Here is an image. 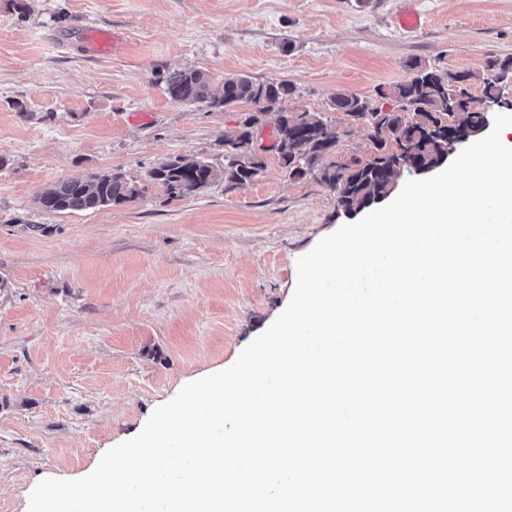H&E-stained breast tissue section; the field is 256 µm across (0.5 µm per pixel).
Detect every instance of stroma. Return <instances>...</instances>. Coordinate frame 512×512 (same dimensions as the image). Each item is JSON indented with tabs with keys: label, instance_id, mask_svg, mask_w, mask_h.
<instances>
[{
	"label": "stroma",
	"instance_id": "1",
	"mask_svg": "<svg viewBox=\"0 0 512 512\" xmlns=\"http://www.w3.org/2000/svg\"><path fill=\"white\" fill-rule=\"evenodd\" d=\"M92 28L118 36L112 55L88 48ZM492 55L512 56V0H0V512H28L38 482L80 477L186 383L230 367L289 304L298 258L350 221L326 184L288 176L269 120L254 181L167 199L150 171L177 156L223 169L245 111L173 101L170 73L293 84L285 107L331 115L346 164L374 144L337 94L376 98L418 61L472 72L477 98ZM102 172L139 198L36 203Z\"/></svg>",
	"mask_w": 512,
	"mask_h": 512
}]
</instances>
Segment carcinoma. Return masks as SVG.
<instances>
[{
    "label": "carcinoma",
    "mask_w": 512,
    "mask_h": 512,
    "mask_svg": "<svg viewBox=\"0 0 512 512\" xmlns=\"http://www.w3.org/2000/svg\"><path fill=\"white\" fill-rule=\"evenodd\" d=\"M410 69L413 74L408 80L387 90L377 89L379 97L394 102L395 107L389 110L354 94H340L334 99L336 111L359 117L370 130V138L381 153L371 163L359 159L341 165L327 161L339 143L336 125L320 112L282 108L281 102L294 93L288 82L230 76L224 78L222 90L213 94L205 74L189 67L171 73L165 91L172 100L185 104L206 103L214 109L235 104L252 107L234 130L224 133V181L229 185H245L265 169L264 157L256 155L248 144L255 126L271 115L272 149L289 177L317 175L336 194L337 208L353 215L382 201L395 189L402 177L397 169L399 151H404L424 174L448 160V130H453L460 140H471L476 132L484 131L491 116L481 111L478 103L501 97L499 77L512 73V56L487 60L489 74L482 80L480 99L466 89L471 77L468 71L441 73L422 68L417 62L410 64ZM406 100L415 104L408 113L400 111ZM150 178L168 198L182 199L207 187L216 173L206 161H188L178 156L151 170ZM139 196L137 184L123 174L99 173L57 182L39 194L37 204L52 213L94 211L131 203Z\"/></svg>",
    "instance_id": "1"
}]
</instances>
